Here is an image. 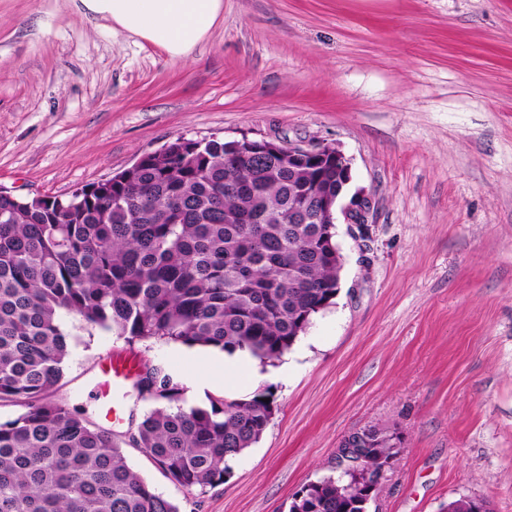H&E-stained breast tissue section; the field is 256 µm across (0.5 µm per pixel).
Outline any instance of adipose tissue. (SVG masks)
I'll use <instances>...</instances> for the list:
<instances>
[{"label":"adipose tissue","mask_w":512,"mask_h":512,"mask_svg":"<svg viewBox=\"0 0 512 512\" xmlns=\"http://www.w3.org/2000/svg\"><path fill=\"white\" fill-rule=\"evenodd\" d=\"M90 20L105 19L175 58L188 57L216 25L224 0H79Z\"/></svg>","instance_id":"adipose-tissue-1"}]
</instances>
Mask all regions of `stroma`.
I'll return each instance as SVG.
<instances>
[{
    "instance_id": "stroma-1",
    "label": "stroma",
    "mask_w": 512,
    "mask_h": 512,
    "mask_svg": "<svg viewBox=\"0 0 512 512\" xmlns=\"http://www.w3.org/2000/svg\"><path fill=\"white\" fill-rule=\"evenodd\" d=\"M245 136L340 147L373 212L363 237L337 227L334 304L244 370L236 397L271 391L275 413L224 484L130 464L180 512H288L374 426L400 446L369 512H512V0H224L187 58L74 0H0V188L61 195L179 138ZM63 325L60 396L101 425L119 405L120 435L153 403L101 393L108 356L163 366L190 404L224 394L197 384L217 351Z\"/></svg>"
}]
</instances>
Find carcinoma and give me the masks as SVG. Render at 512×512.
Instances as JSON below:
<instances>
[{
    "label": "carcinoma",
    "mask_w": 512,
    "mask_h": 512,
    "mask_svg": "<svg viewBox=\"0 0 512 512\" xmlns=\"http://www.w3.org/2000/svg\"><path fill=\"white\" fill-rule=\"evenodd\" d=\"M178 139L91 190L65 198L0 195V402L23 408L0 422V512H179L129 465L112 429L58 396L69 354L63 319L147 341L246 352L271 361L334 304L340 267L322 217L300 190L336 187V170L298 168ZM155 406L129 444L186 491L224 483L260 441L274 397L184 405L172 375L138 364ZM269 398L264 402L263 398ZM363 470L394 457L362 450ZM354 474L311 481L288 512H368L374 495Z\"/></svg>",
    "instance_id": "carcinoma-1"
}]
</instances>
